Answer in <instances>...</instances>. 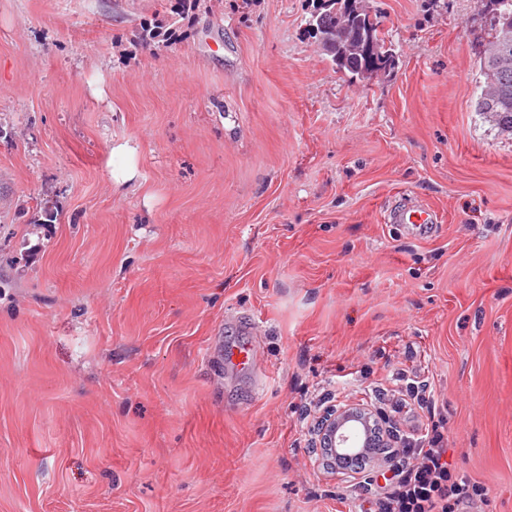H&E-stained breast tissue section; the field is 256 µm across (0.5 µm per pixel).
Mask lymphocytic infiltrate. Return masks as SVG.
<instances>
[{"mask_svg": "<svg viewBox=\"0 0 512 512\" xmlns=\"http://www.w3.org/2000/svg\"><path fill=\"white\" fill-rule=\"evenodd\" d=\"M431 384L420 381L408 397L394 400L389 414L406 419L426 412L425 435L388 450V477L380 492L364 481L359 512H464L485 500L488 489L459 470L448 458V418L431 396Z\"/></svg>", "mask_w": 512, "mask_h": 512, "instance_id": "1", "label": "lymphocytic infiltrate"}]
</instances>
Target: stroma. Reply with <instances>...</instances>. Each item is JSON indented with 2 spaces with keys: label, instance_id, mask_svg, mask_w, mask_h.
<instances>
[{
  "label": "stroma",
  "instance_id": "1",
  "mask_svg": "<svg viewBox=\"0 0 512 512\" xmlns=\"http://www.w3.org/2000/svg\"><path fill=\"white\" fill-rule=\"evenodd\" d=\"M370 4L397 64L352 81L314 0H0V512H355L306 403L422 379L473 512H512L489 17ZM404 202L436 235L388 223ZM224 364L240 371L256 369V352L249 341L242 340L224 348Z\"/></svg>",
  "mask_w": 512,
  "mask_h": 512
}]
</instances>
